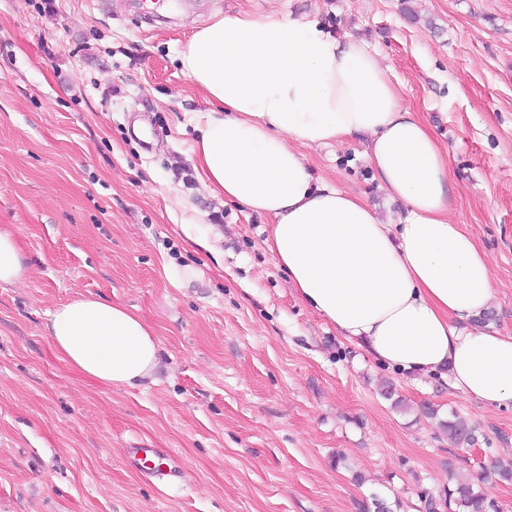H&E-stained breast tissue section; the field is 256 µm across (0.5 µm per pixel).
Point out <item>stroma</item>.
<instances>
[{"label": "stroma", "mask_w": 512, "mask_h": 512, "mask_svg": "<svg viewBox=\"0 0 512 512\" xmlns=\"http://www.w3.org/2000/svg\"><path fill=\"white\" fill-rule=\"evenodd\" d=\"M270 9L379 52L448 152L451 218L489 255L493 323L512 334V0H175L164 23L135 0H0V224L29 266L0 288V512H361L374 492L424 512L420 491L512 462V409L344 341L288 286L268 219L203 190L188 119L205 93L177 50L215 13ZM367 144L302 153L398 218ZM185 224L218 231L223 258ZM78 295L154 329L152 382L110 390L56 356L44 325ZM453 412L473 445L438 427ZM130 448L166 450L180 481L128 466Z\"/></svg>", "instance_id": "obj_1"}]
</instances>
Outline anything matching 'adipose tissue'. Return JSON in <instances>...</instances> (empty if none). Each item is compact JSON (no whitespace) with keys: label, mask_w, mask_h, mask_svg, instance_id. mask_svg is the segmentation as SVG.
I'll return each mask as SVG.
<instances>
[{"label":"adipose tissue","mask_w":512,"mask_h":512,"mask_svg":"<svg viewBox=\"0 0 512 512\" xmlns=\"http://www.w3.org/2000/svg\"><path fill=\"white\" fill-rule=\"evenodd\" d=\"M177 57L206 94L190 120L202 185L269 219L266 246L298 297L387 368L444 373L453 390L512 407V334L475 323L494 298L489 259L451 219L448 153L402 105L378 52L265 11L213 15ZM354 134L368 136L380 186L405 207L397 221L313 178L299 152ZM27 274L1 224L0 288ZM45 330L68 366L111 390L144 384L159 365L153 329L119 304L73 298Z\"/></svg>","instance_id":"obj_1"}]
</instances>
